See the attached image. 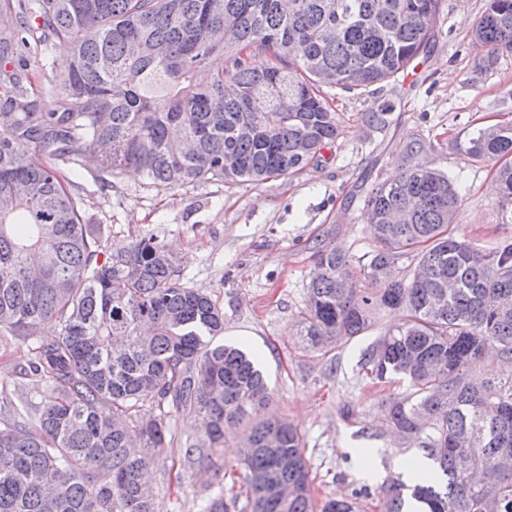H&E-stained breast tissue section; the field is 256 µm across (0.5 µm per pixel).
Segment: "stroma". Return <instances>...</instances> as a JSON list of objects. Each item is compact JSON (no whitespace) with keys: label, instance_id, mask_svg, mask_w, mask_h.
Instances as JSON below:
<instances>
[{"label":"stroma","instance_id":"stroma-1","mask_svg":"<svg viewBox=\"0 0 512 512\" xmlns=\"http://www.w3.org/2000/svg\"><path fill=\"white\" fill-rule=\"evenodd\" d=\"M485 5L442 0L429 51L403 80L335 91L340 134L320 161L293 178L170 189L127 169L112 175L105 191L94 171L75 177L72 186L109 249L155 237L177 256L184 283L217 300L224 342L256 358L273 392L271 411L288 417L302 434L317 498L365 489V512H382L378 486L406 475L421 455L418 442L393 436L382 413L384 400L401 394L402 385L373 383L361 368L366 349L401 314L382 313L375 327L330 352L306 347L298 319L314 247L331 243L356 258L369 250L365 198L392 178L402 148L413 141L425 146L422 163L461 177L459 233L480 249L512 239V223H503L497 205L493 164L466 152L474 130L512 122V51L471 41ZM66 57L55 45L32 48L35 89L59 81ZM381 111L387 125L369 126V115ZM31 348V342L0 335V393L37 407L55 387L23 376ZM171 428L172 447L154 453L149 468L157 512H200L218 493L228 512H244L241 475L230 468L234 439L198 461L186 455L188 443L201 434L195 418L175 415Z\"/></svg>","mask_w":512,"mask_h":512}]
</instances>
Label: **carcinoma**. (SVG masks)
<instances>
[{
    "label": "carcinoma",
    "instance_id": "carcinoma-1",
    "mask_svg": "<svg viewBox=\"0 0 512 512\" xmlns=\"http://www.w3.org/2000/svg\"><path fill=\"white\" fill-rule=\"evenodd\" d=\"M440 4L0 0V331L29 340L48 321L59 328L24 368L56 395L31 420H0V512H157L142 449L172 447L171 412L203 429L190 457L238 435L250 512H360L355 499L317 503L287 418H253L273 393L252 357L214 342L224 312L212 295L182 283L152 237L106 251L67 174L132 167L173 188L292 176L336 139L326 90L407 73ZM472 36L512 50V0H487ZM48 43L70 56L51 107L28 60L31 46ZM256 49L270 66L251 65ZM423 151L408 144L398 174L368 195V253L315 252L303 338L327 352L400 309L403 322L362 368L407 386L386 402V423L420 441L430 464L380 485L386 512H405L408 499L418 512H512V375L475 368L488 350L512 361V241L478 249L455 233L460 184L421 164ZM466 152L512 157V122L478 130ZM495 177L498 205L512 215V164ZM146 406L162 417L141 424Z\"/></svg>",
    "mask_w": 512,
    "mask_h": 512
}]
</instances>
